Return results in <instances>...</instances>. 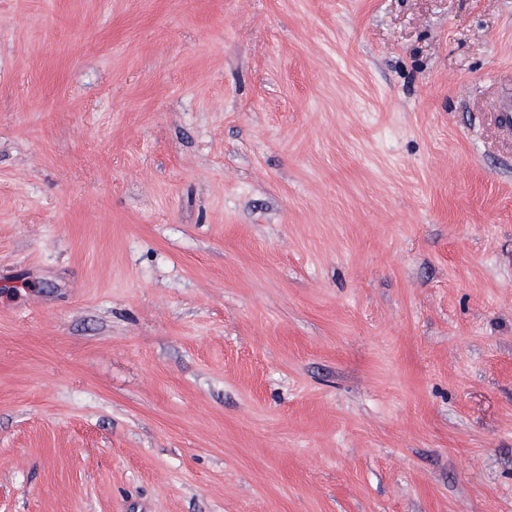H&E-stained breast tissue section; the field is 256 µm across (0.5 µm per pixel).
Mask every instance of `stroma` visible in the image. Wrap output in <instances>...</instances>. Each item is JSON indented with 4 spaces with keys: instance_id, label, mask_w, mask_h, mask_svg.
I'll return each mask as SVG.
<instances>
[{
    "instance_id": "stroma-1",
    "label": "stroma",
    "mask_w": 512,
    "mask_h": 512,
    "mask_svg": "<svg viewBox=\"0 0 512 512\" xmlns=\"http://www.w3.org/2000/svg\"><path fill=\"white\" fill-rule=\"evenodd\" d=\"M512 0H0V512H512Z\"/></svg>"
}]
</instances>
